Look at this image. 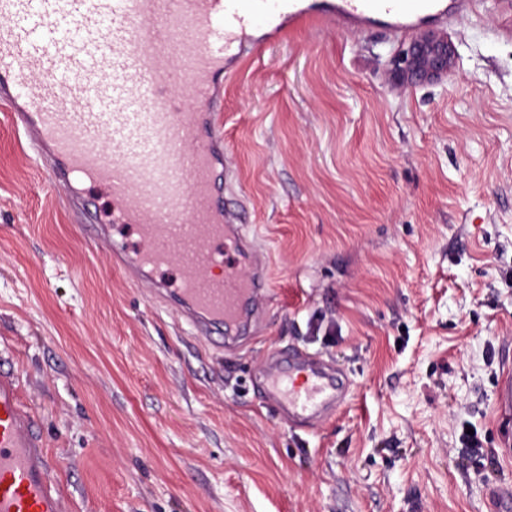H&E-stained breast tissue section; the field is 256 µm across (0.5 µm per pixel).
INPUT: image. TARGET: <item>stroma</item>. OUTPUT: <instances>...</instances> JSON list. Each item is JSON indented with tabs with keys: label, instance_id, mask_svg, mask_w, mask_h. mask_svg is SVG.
<instances>
[{
	"label": "stroma",
	"instance_id": "obj_1",
	"mask_svg": "<svg viewBox=\"0 0 512 512\" xmlns=\"http://www.w3.org/2000/svg\"><path fill=\"white\" fill-rule=\"evenodd\" d=\"M450 79L401 86L408 36L300 28L224 81L227 195L270 257L239 348L191 336L106 250L0 108V369L67 512H489L512 479V30H444ZM298 349L351 381L293 430L253 390ZM472 424L481 456L461 442ZM496 411L501 419L510 420L512 417V371L510 367L503 371L498 384Z\"/></svg>",
	"mask_w": 512,
	"mask_h": 512
}]
</instances>
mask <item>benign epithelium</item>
Masks as SVG:
<instances>
[{"label": "benign epithelium", "mask_w": 512, "mask_h": 512, "mask_svg": "<svg viewBox=\"0 0 512 512\" xmlns=\"http://www.w3.org/2000/svg\"><path fill=\"white\" fill-rule=\"evenodd\" d=\"M454 67L452 43L447 37L427 30L392 58L391 75L405 85L417 80L447 78Z\"/></svg>", "instance_id": "benign-epithelium-1"}]
</instances>
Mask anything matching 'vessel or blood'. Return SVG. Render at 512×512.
Instances as JSON below:
<instances>
[{"label": "vessel or blood", "instance_id": "b4317fda", "mask_svg": "<svg viewBox=\"0 0 512 512\" xmlns=\"http://www.w3.org/2000/svg\"><path fill=\"white\" fill-rule=\"evenodd\" d=\"M475 0H0V105L22 128L52 186L80 199L87 236L114 268L176 304L192 333L253 328L269 259L224 194L217 85L260 46L308 24L396 34L452 22ZM112 152H105V145ZM108 198L96 205V192ZM135 225L140 244L112 241ZM176 265V284L158 271ZM263 400L307 431L345 404L342 373L319 356L277 357L258 374ZM496 411L512 418V371ZM0 512H63L41 425L0 375Z\"/></svg>", "mask_w": 512, "mask_h": 512}]
</instances>
